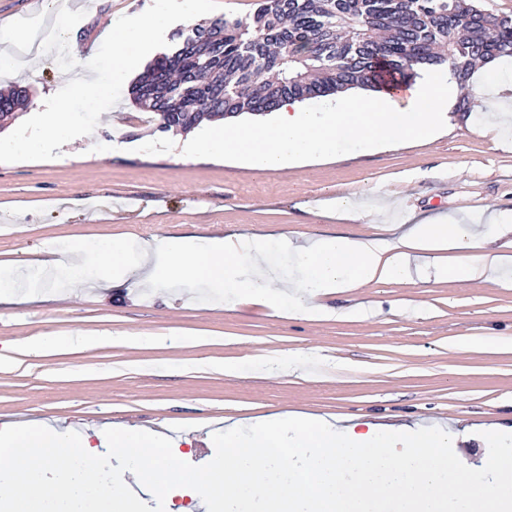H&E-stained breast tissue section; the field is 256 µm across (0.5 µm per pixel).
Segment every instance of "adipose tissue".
<instances>
[{
	"instance_id": "adipose-tissue-1",
	"label": "adipose tissue",
	"mask_w": 512,
	"mask_h": 512,
	"mask_svg": "<svg viewBox=\"0 0 512 512\" xmlns=\"http://www.w3.org/2000/svg\"><path fill=\"white\" fill-rule=\"evenodd\" d=\"M456 93L449 69H430L413 83L358 99H328L315 111L284 102L266 124L225 121L210 130L199 148L256 171H279L335 156L345 143L365 150L398 147L432 139L445 126ZM509 234L511 210L488 211L479 224L464 223L452 212L413 213L390 242L335 234L296 244L284 234L267 232L169 236L141 241L133 250L126 239L112 237L90 249L89 262L103 287L131 278L141 284L189 278L223 290L231 301L287 306L308 317L315 312L312 299L374 283H415L429 276L500 283L512 256L494 243ZM274 248L286 255L287 267L268 264L267 253ZM107 342V337L76 331L32 336L25 345L31 353L49 355Z\"/></svg>"
}]
</instances>
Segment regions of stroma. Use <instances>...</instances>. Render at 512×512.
I'll return each mask as SVG.
<instances>
[{"instance_id": "35a3bbf8", "label": "stroma", "mask_w": 512, "mask_h": 512, "mask_svg": "<svg viewBox=\"0 0 512 512\" xmlns=\"http://www.w3.org/2000/svg\"><path fill=\"white\" fill-rule=\"evenodd\" d=\"M71 53L89 61L109 24L153 0H70ZM68 75L46 55L0 89L29 88L42 106ZM485 106L423 143L259 174L236 160L184 152L181 136L157 131L129 92L101 114L92 137L61 146L52 162H0V273L39 279L44 303L0 307V423L44 420L59 429L138 426L178 439L176 456L212 459L205 432L225 419L270 414L374 416L384 423L429 421L462 431L455 453L468 467L488 456L482 424L512 426V350L486 343L512 336L508 286L479 282H389L320 305L358 307L360 319L314 320L254 304L232 305L206 285L158 282L98 288L83 254L78 279L42 275L58 248L106 237L141 240L182 233L229 236L281 231L293 242L336 233L393 238L409 212L454 211L478 220L512 210V126H481ZM354 200L338 219L324 201ZM82 329L115 336L108 346L42 357L22 340ZM153 345L131 343L134 334ZM469 339L466 350L454 348ZM297 361L294 373L255 370L251 361ZM224 364L237 373L221 372Z\"/></svg>"}]
</instances>
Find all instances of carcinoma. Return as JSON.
<instances>
[{
    "label": "carcinoma",
    "instance_id": "cac0c4a2",
    "mask_svg": "<svg viewBox=\"0 0 512 512\" xmlns=\"http://www.w3.org/2000/svg\"><path fill=\"white\" fill-rule=\"evenodd\" d=\"M174 38L131 89L160 132L265 115L286 99L380 91L436 66L468 87L478 66L512 59V16L477 0H256L244 18Z\"/></svg>",
    "mask_w": 512,
    "mask_h": 512
}]
</instances>
